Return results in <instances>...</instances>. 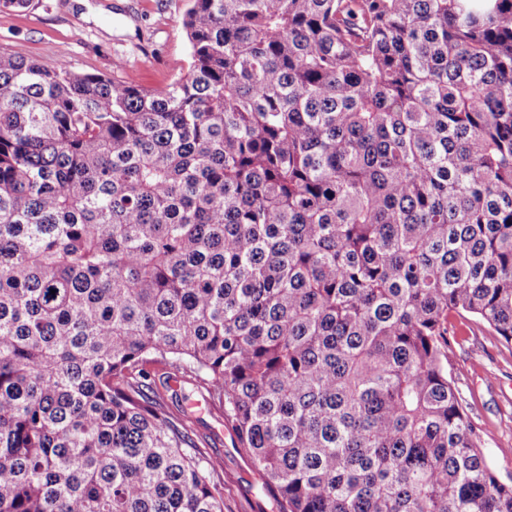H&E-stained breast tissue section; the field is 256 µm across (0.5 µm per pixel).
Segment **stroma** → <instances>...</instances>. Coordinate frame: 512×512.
<instances>
[{
    "label": "stroma",
    "instance_id": "obj_1",
    "mask_svg": "<svg viewBox=\"0 0 512 512\" xmlns=\"http://www.w3.org/2000/svg\"><path fill=\"white\" fill-rule=\"evenodd\" d=\"M188 0H32L0 8V52L52 68L104 75L136 87H166L186 72L189 43L182 26ZM450 375L478 430L497 477L512 483V348L472 316L451 321ZM170 411L186 420L199 446L224 460V496L232 512H276L269 493L219 412L193 386L151 366Z\"/></svg>",
    "mask_w": 512,
    "mask_h": 512
}]
</instances>
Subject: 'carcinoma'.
<instances>
[{
	"instance_id": "obj_1",
	"label": "carcinoma",
	"mask_w": 512,
	"mask_h": 512,
	"mask_svg": "<svg viewBox=\"0 0 512 512\" xmlns=\"http://www.w3.org/2000/svg\"><path fill=\"white\" fill-rule=\"evenodd\" d=\"M144 90L0 53V512H512L448 375L512 345V0H189ZM168 369L163 365L150 367L164 401L178 418L187 420L199 446L212 457L224 460V499L232 512H277L272 497L263 493L262 480L249 459L239 452L236 439L224 424L219 412L205 404L193 386L182 379H170L163 386ZM177 393V396H175Z\"/></svg>"
}]
</instances>
